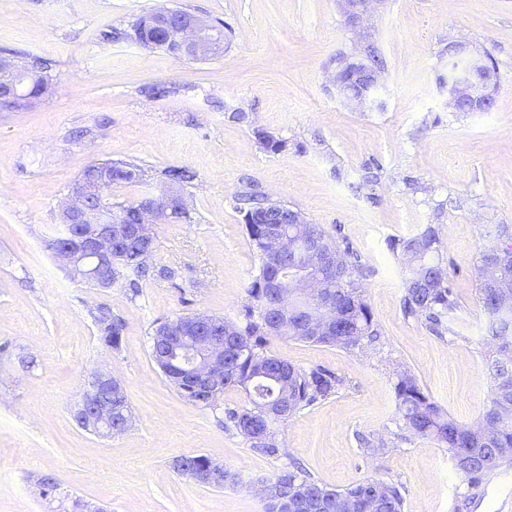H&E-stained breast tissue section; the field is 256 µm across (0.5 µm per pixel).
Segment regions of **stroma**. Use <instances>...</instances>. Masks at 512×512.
Listing matches in <instances>:
<instances>
[{
  "mask_svg": "<svg viewBox=\"0 0 512 512\" xmlns=\"http://www.w3.org/2000/svg\"><path fill=\"white\" fill-rule=\"evenodd\" d=\"M162 9L226 23L223 49L180 59L112 40V29ZM453 42L490 54V111L449 105ZM9 50L39 60L51 80L28 107L0 110V512H263L259 483L295 463L332 490L396 485L404 512H512V465L470 491L444 445L395 443L393 389L410 371L466 425L489 399L477 260L489 225H512V0H379L354 26L338 0H0V57ZM371 52L383 61L379 103L346 104L330 80L336 58ZM259 129L284 149L262 150ZM110 160L146 170L144 183L113 185L115 204L161 187L168 168L196 175L183 188L186 217L156 227L151 261L176 279L135 295L120 280L99 289L72 278L47 246L71 187ZM252 187L352 243L373 269L364 296L381 333L351 350L270 340L269 353L343 380L278 424L276 456L225 427L226 409L247 406L243 391L193 406L151 353L161 322L233 321L248 303L259 257L235 199ZM426 224L440 229L461 305L455 333L442 336L404 316L406 268L387 247ZM103 305L126 324L120 349L100 338ZM98 370L121 380L133 416L110 438L73 419ZM362 435L385 449L361 447ZM189 455L223 465L232 482L177 473ZM47 474L58 483L50 493Z\"/></svg>",
  "mask_w": 512,
  "mask_h": 512,
  "instance_id": "obj_1",
  "label": "stroma"
}]
</instances>
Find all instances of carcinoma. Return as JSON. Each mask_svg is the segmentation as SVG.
<instances>
[{
  "label": "carcinoma",
  "instance_id": "1",
  "mask_svg": "<svg viewBox=\"0 0 512 512\" xmlns=\"http://www.w3.org/2000/svg\"><path fill=\"white\" fill-rule=\"evenodd\" d=\"M20 78L37 75L36 80L23 83L24 95L36 98L47 89L44 76L38 74L33 62L19 64ZM144 171L134 161L105 164L104 180L96 184L104 192L114 183L140 184ZM164 177L179 186L194 179L186 168L164 171ZM244 201L249 204L244 221L248 236L257 250L260 267L248 289L251 303L244 307L241 319L231 322L232 331L223 326L225 319L208 316L207 326H188L185 340H196L203 334L224 344V388H240L248 396L249 406L226 412L227 420L257 451L274 456L280 452L274 424L284 422L305 406L324 400L336 393L343 380L335 373L321 369H301L287 360L269 354L266 346L272 337L288 338L305 343L352 349L364 340L379 336L371 308L362 292V279L369 271L360 254L346 238L327 233L320 225H281L282 237L288 249L280 256L272 253L269 241V220L277 214L291 211L285 204L260 198L251 193ZM140 203L110 208L114 223L112 234L120 235L119 220L129 217ZM495 243L480 252L477 264L478 290L482 311L494 351L488 357V372L492 379L489 403L478 424L459 423L444 408L424 392L414 375L399 373L394 383L397 413L403 432L396 438L403 441L414 437L435 440L447 448L457 472L467 488L477 489L490 476L512 463V458L496 452L512 448V258L503 262L495 249L503 242H512V228L497 224L493 229ZM389 249L401 256L406 265L403 280V309L406 315L425 322L438 334L454 332L459 319L460 304L451 287L447 266L442 255L439 230L427 224L417 232L388 241ZM311 253H322L337 259L338 267L310 268ZM288 268L286 288L292 293L299 288L300 277L310 274L321 283L324 296L333 301L336 326L328 336H302L293 329L278 326L273 318L275 295L267 288V279L277 267ZM112 277L125 279V286L136 293L141 281L159 279L171 281L176 270L143 263L128 266L126 257L116 255L112 261ZM96 323L102 341L117 349L121 345L125 322L108 308L98 312ZM181 364L175 359L160 368L170 376L178 392L193 405H198L191 384L174 377ZM113 418L118 428L131 422L126 395L112 397ZM182 463L203 475L213 471L204 455L187 456ZM269 493L263 498L264 512H404L400 489L379 479L367 478L345 491L330 490L308 475L283 471L268 482Z\"/></svg>",
  "mask_w": 512,
  "mask_h": 512
}]
</instances>
